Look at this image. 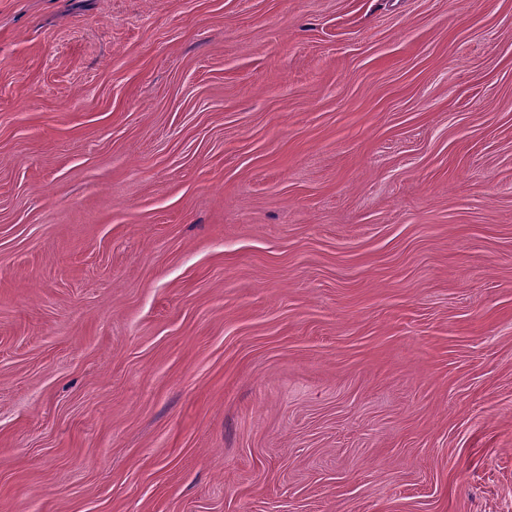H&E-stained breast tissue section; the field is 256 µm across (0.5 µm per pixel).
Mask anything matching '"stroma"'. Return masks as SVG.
Instances as JSON below:
<instances>
[{
	"label": "stroma",
	"instance_id": "1",
	"mask_svg": "<svg viewBox=\"0 0 512 512\" xmlns=\"http://www.w3.org/2000/svg\"><path fill=\"white\" fill-rule=\"evenodd\" d=\"M5 512H512V0H0Z\"/></svg>",
	"mask_w": 512,
	"mask_h": 512
}]
</instances>
